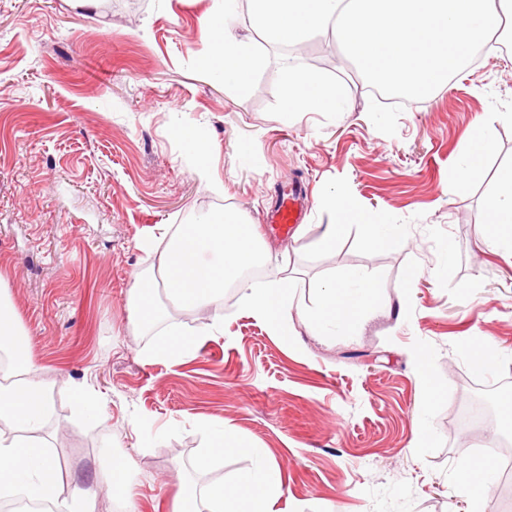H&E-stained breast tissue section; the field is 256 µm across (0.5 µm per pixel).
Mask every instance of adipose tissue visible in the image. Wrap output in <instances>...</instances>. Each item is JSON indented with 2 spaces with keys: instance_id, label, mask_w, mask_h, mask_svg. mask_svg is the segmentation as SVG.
Segmentation results:
<instances>
[{
  "instance_id": "1",
  "label": "adipose tissue",
  "mask_w": 512,
  "mask_h": 512,
  "mask_svg": "<svg viewBox=\"0 0 512 512\" xmlns=\"http://www.w3.org/2000/svg\"><path fill=\"white\" fill-rule=\"evenodd\" d=\"M224 0L222 10L205 16L201 31L210 47L208 65L214 80L225 87L247 89L264 59L231 30L232 6ZM285 117L300 112H339L343 97L337 85L316 73L289 68L285 88ZM495 149L485 127H473L465 155L457 167L458 182H466L482 172L486 157ZM331 205L337 221L324 225L317 241L326 248L353 223H361L365 242L376 248H400L406 242L402 225L361 222L348 195L336 191ZM485 243L493 248L512 250V167L504 170L486 201L481 224ZM385 305L377 280L353 270L344 278L324 283L318 290L316 305L308 312L304 325L310 335L326 338L335 334L353 335L363 320ZM0 353L9 359L0 368V420L9 424L10 433L0 432V487L46 498L65 512H94V492L72 487L64 491L54 457L39 435L41 422L51 400L49 382L38 377L28 356V337L11 301L0 289ZM208 439L200 453L201 465L226 454L252 457L250 468L240 472L232 483L213 482L204 487L186 485L176 497L172 512H275L284 495L280 469L268 459L266 449L256 448L230 427L203 424ZM102 467L98 484L107 486L122 504L123 512H139L137 492L128 453L101 450Z\"/></svg>"
}]
</instances>
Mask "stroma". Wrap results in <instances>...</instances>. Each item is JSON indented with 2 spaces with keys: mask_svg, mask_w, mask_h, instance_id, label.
Wrapping results in <instances>:
<instances>
[{
  "mask_svg": "<svg viewBox=\"0 0 512 512\" xmlns=\"http://www.w3.org/2000/svg\"><path fill=\"white\" fill-rule=\"evenodd\" d=\"M217 7L0 0V276L33 363L54 384L40 435L64 484L96 487L108 444L132 457L140 512H170L183 484L229 481L253 463L229 455L198 469L207 420L268 450L287 487L277 512H469L453 475L490 437L468 419L471 396L512 393V254L480 233L485 199L512 166L511 51L487 47L460 80L407 103L388 136L368 118L367 82L320 33L294 46L295 65L338 84L347 109L287 122L285 55L255 28L248 0L234 29L263 67L243 91L207 77L200 19ZM186 124L210 147V181L177 133ZM477 125L496 152L449 192ZM297 180L309 188L298 239L264 222ZM339 189L364 215L403 225L407 245L370 248L353 224L318 248ZM219 206L256 226L264 280L297 281L296 343L240 310L236 289L202 308L163 293L168 323L196 331L220 320L224 331L180 361L147 360L148 338L127 319L133 278L155 262L161 233ZM353 269L380 282L390 308L356 335H309L303 316L318 288ZM482 336L510 356L491 374L467 352ZM419 350L438 392L428 406ZM81 390L106 404L105 425L78 412ZM420 411L427 448L413 445ZM96 489L95 512H113L111 493Z\"/></svg>",
  "mask_w": 512,
  "mask_h": 512,
  "instance_id": "obj_1",
  "label": "stroma"
}]
</instances>
